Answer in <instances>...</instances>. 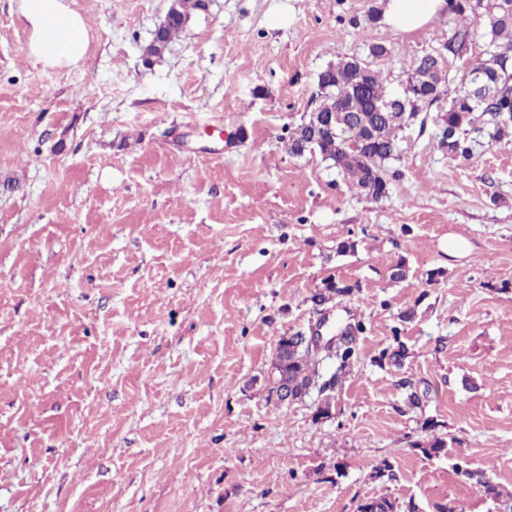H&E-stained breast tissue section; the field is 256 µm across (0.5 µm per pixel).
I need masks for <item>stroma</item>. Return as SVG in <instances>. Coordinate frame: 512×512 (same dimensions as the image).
Wrapping results in <instances>:
<instances>
[{"mask_svg": "<svg viewBox=\"0 0 512 512\" xmlns=\"http://www.w3.org/2000/svg\"><path fill=\"white\" fill-rule=\"evenodd\" d=\"M380 3L206 0L148 61L170 0H67L88 47L59 69L0 0V512H494L466 468L512 493V141L451 158L431 108L378 201L285 148L330 63L384 43L395 88L459 23L398 33ZM330 277L355 290L323 327ZM347 323L330 417L278 403L279 337Z\"/></svg>", "mask_w": 512, "mask_h": 512, "instance_id": "obj_1", "label": "stroma"}]
</instances>
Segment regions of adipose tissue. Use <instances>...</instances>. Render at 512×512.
<instances>
[{
  "label": "adipose tissue",
  "mask_w": 512,
  "mask_h": 512,
  "mask_svg": "<svg viewBox=\"0 0 512 512\" xmlns=\"http://www.w3.org/2000/svg\"><path fill=\"white\" fill-rule=\"evenodd\" d=\"M448 0H386L383 21L399 32H412L446 12ZM19 13L30 34L29 55L50 67L78 65L87 50L86 23L65 0H21Z\"/></svg>",
  "instance_id": "1"
}]
</instances>
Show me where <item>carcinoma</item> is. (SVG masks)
<instances>
[{
  "mask_svg": "<svg viewBox=\"0 0 512 512\" xmlns=\"http://www.w3.org/2000/svg\"><path fill=\"white\" fill-rule=\"evenodd\" d=\"M449 9L459 17L484 10L486 30L480 57L464 63V75L480 74L498 82L501 95L493 102H477L466 98L458 90H449L447 61L467 55L474 34L465 24L451 32L448 41L435 56L422 55L412 59L407 69V83L419 87L421 96L406 107L407 119L443 103L439 119L448 126V138L440 137L438 147L454 158L467 160L472 156L473 144L486 138L490 142L512 139V0H448ZM205 9L204 0H179L175 16L163 21L146 48L149 56H158L176 36L183 32L192 14ZM322 105L330 111L346 106L353 113L352 123L342 134L326 133L316 152L342 173L352 189L374 200L384 197L391 180L400 171L390 169V162L399 159V136L403 123L385 118L387 106L396 92L389 90L381 80L380 72L364 59L351 58L334 66H327L318 75ZM303 120L288 133V153L303 155L305 125ZM316 298L321 305L336 297H348L354 286L331 277L324 280ZM358 357L355 337L346 334L335 346L327 345L314 352L293 340L279 338L272 362L276 377L271 391L285 390L292 399L300 400L310 394L314 386L327 387V382L338 379L350 369ZM407 358V349L400 341L379 353L381 366L400 368ZM467 480L476 484L499 512H512V494L492 482L484 484L470 471ZM358 512H398L396 502L386 498H373L360 503Z\"/></svg>",
  "mask_w": 512,
  "mask_h": 512,
  "instance_id": "carcinoma-1",
  "label": "carcinoma"
}]
</instances>
